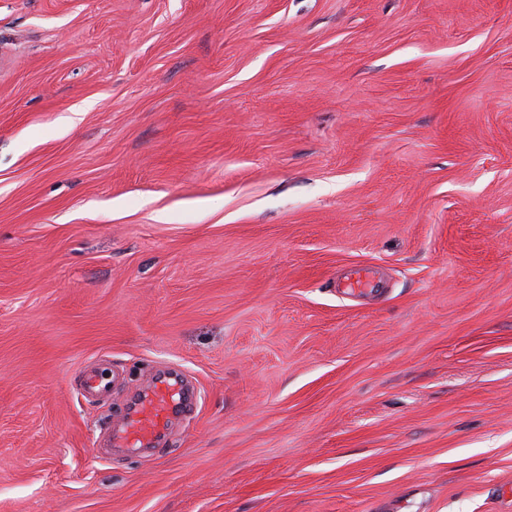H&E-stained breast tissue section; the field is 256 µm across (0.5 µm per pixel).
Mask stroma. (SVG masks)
Segmentation results:
<instances>
[{"label":"stroma","mask_w":512,"mask_h":512,"mask_svg":"<svg viewBox=\"0 0 512 512\" xmlns=\"http://www.w3.org/2000/svg\"><path fill=\"white\" fill-rule=\"evenodd\" d=\"M0 512H512V0H0ZM114 380L111 369L84 370L79 378L78 393L87 401L112 399ZM176 396L179 397L178 401ZM181 397V386L176 378L157 376L136 407L126 414L116 440L131 448L149 445L161 421L180 402Z\"/></svg>","instance_id":"35a3bbf8"}]
</instances>
